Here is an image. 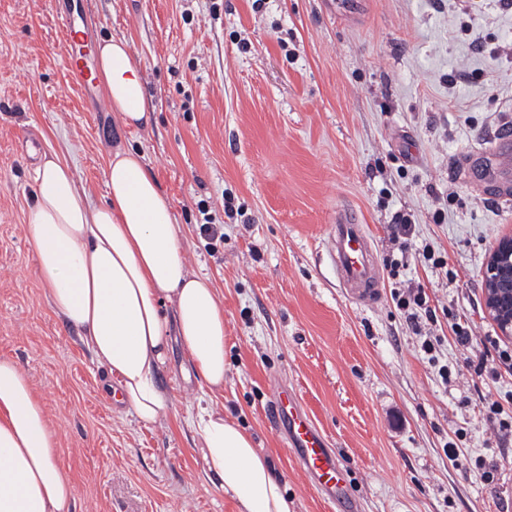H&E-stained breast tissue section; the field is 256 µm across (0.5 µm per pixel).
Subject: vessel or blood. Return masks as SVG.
<instances>
[{"label":"vessel or blood","instance_id":"vessel-or-blood-1","mask_svg":"<svg viewBox=\"0 0 512 512\" xmlns=\"http://www.w3.org/2000/svg\"><path fill=\"white\" fill-rule=\"evenodd\" d=\"M78 13H62L66 35L65 66L74 84L89 90L94 73L78 39ZM331 256L339 283L346 293L364 305L381 295V281L372 240L353 211L339 214L329 231ZM271 427L281 433L299 468L309 477L317 494L334 512H357L358 501L347 488L342 461L328 435L310 417L297 393L288 386L277 387L267 406Z\"/></svg>","mask_w":512,"mask_h":512}]
</instances>
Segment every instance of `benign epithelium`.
I'll return each instance as SVG.
<instances>
[{
	"instance_id": "benign-epithelium-1",
	"label": "benign epithelium",
	"mask_w": 512,
	"mask_h": 512,
	"mask_svg": "<svg viewBox=\"0 0 512 512\" xmlns=\"http://www.w3.org/2000/svg\"><path fill=\"white\" fill-rule=\"evenodd\" d=\"M485 308L502 333L512 335V235L499 239L489 255L484 280Z\"/></svg>"
}]
</instances>
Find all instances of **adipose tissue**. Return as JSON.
I'll list each match as a JSON object with an SVG mask.
<instances>
[{"label":"adipose tissue","instance_id":"ef3b65f1","mask_svg":"<svg viewBox=\"0 0 512 512\" xmlns=\"http://www.w3.org/2000/svg\"><path fill=\"white\" fill-rule=\"evenodd\" d=\"M98 77L125 127L149 124L143 74L127 40L99 43ZM106 176L108 196L95 204L59 158L43 156L33 171L26 237L52 309L116 379L120 402L145 426L165 413L157 377L177 336L205 389L187 421L206 479L236 499L240 512H293L252 436L215 401L224 390V305L209 276L189 270L168 195L142 155L122 144L109 153ZM58 453L30 379L0 359V512H73Z\"/></svg>","mask_w":512,"mask_h":512}]
</instances>
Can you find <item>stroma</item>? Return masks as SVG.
<instances>
[{
  "label": "stroma",
  "instance_id": "stroma-1",
  "mask_svg": "<svg viewBox=\"0 0 512 512\" xmlns=\"http://www.w3.org/2000/svg\"><path fill=\"white\" fill-rule=\"evenodd\" d=\"M92 42L130 43L153 108L140 130L73 86L56 17L69 0H0V359L30 377L58 434L74 512H239L207 481L186 418L201 394L179 342L158 373L168 410L140 425L103 397L105 369L49 306L26 241L33 170L54 151L95 203L108 151L140 152L170 197L192 271L224 303L217 398L285 485L329 512L263 410L281 382L330 437L361 512H512V373L489 337L490 252L512 198L477 170L512 125V7L502 0H92ZM367 224L382 292L336 278L329 227ZM415 225L391 242L396 213ZM223 238L204 235L205 222ZM441 257L442 266L423 258ZM403 259L399 271L391 260ZM424 289L441 382L392 300ZM468 326L470 348L452 327ZM485 363L486 373L474 367ZM456 441L465 463L443 451ZM493 470L481 479L475 460Z\"/></svg>",
  "mask_w": 512,
  "mask_h": 512
}]
</instances>
